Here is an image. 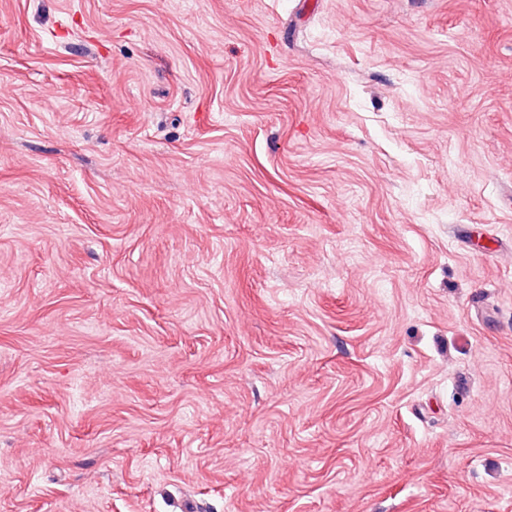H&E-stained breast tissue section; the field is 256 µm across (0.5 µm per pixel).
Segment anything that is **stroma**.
Listing matches in <instances>:
<instances>
[{"mask_svg": "<svg viewBox=\"0 0 512 512\" xmlns=\"http://www.w3.org/2000/svg\"><path fill=\"white\" fill-rule=\"evenodd\" d=\"M0 512H512V0H0Z\"/></svg>", "mask_w": 512, "mask_h": 512, "instance_id": "obj_1", "label": "stroma"}]
</instances>
